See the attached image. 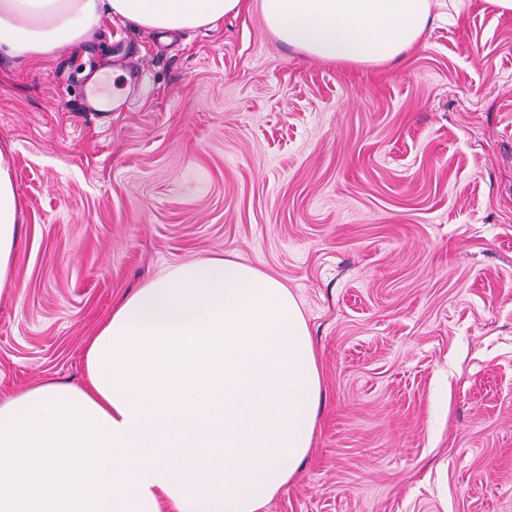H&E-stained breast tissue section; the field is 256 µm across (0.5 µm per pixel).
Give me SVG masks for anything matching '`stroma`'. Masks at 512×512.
Masks as SVG:
<instances>
[{"label": "stroma", "instance_id": "1", "mask_svg": "<svg viewBox=\"0 0 512 512\" xmlns=\"http://www.w3.org/2000/svg\"><path fill=\"white\" fill-rule=\"evenodd\" d=\"M0 158V402L84 385L124 297L230 258L288 287L320 363L311 447L263 512H512V14L440 8L381 64L288 48L261 0L165 36L108 19L0 60ZM19 199L7 164L0 158V292L10 281L18 242Z\"/></svg>", "mask_w": 512, "mask_h": 512}]
</instances>
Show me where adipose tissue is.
Wrapping results in <instances>:
<instances>
[{"label": "adipose tissue", "mask_w": 512, "mask_h": 512, "mask_svg": "<svg viewBox=\"0 0 512 512\" xmlns=\"http://www.w3.org/2000/svg\"><path fill=\"white\" fill-rule=\"evenodd\" d=\"M433 0H262L268 29L309 56L378 64L409 50ZM245 0H0V57L25 64L103 17L160 32L213 26ZM19 199L0 160V290ZM82 387L0 404V512H262L317 428L321 375L288 288L201 259L137 288L91 343Z\"/></svg>", "instance_id": "1"}]
</instances>
